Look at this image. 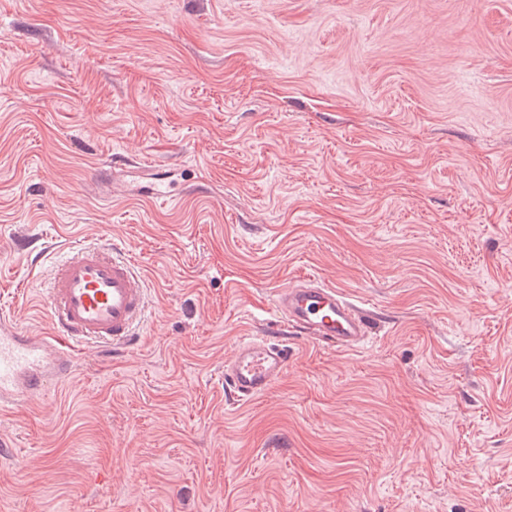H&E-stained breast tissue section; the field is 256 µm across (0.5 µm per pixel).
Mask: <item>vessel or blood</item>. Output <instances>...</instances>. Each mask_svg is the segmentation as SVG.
Segmentation results:
<instances>
[{"label":"vessel or blood","instance_id":"vessel-or-blood-1","mask_svg":"<svg viewBox=\"0 0 512 512\" xmlns=\"http://www.w3.org/2000/svg\"><path fill=\"white\" fill-rule=\"evenodd\" d=\"M143 195L168 201L174 192L145 170ZM52 331L35 336L9 321L0 322V412L43 392L51 379L70 372L86 344L118 350L132 344L147 308L146 290L133 263L96 245L64 252L44 300ZM273 310L283 325L308 339L345 349L362 346L368 336L364 311L336 289L302 280L278 290ZM288 366L286 345L250 336L224 363V389L249 401L266 392Z\"/></svg>","mask_w":512,"mask_h":512}]
</instances>
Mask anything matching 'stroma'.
I'll return each mask as SVG.
<instances>
[{
  "label": "stroma",
  "mask_w": 512,
  "mask_h": 512,
  "mask_svg": "<svg viewBox=\"0 0 512 512\" xmlns=\"http://www.w3.org/2000/svg\"><path fill=\"white\" fill-rule=\"evenodd\" d=\"M188 186L111 201L104 168ZM122 249L136 344L0 415V512H512V0H0V316ZM311 275L363 347L273 325ZM288 347L239 404L237 342Z\"/></svg>",
  "instance_id": "stroma-1"
}]
</instances>
